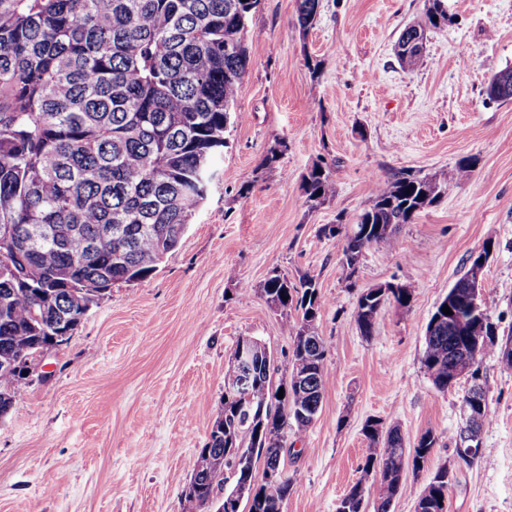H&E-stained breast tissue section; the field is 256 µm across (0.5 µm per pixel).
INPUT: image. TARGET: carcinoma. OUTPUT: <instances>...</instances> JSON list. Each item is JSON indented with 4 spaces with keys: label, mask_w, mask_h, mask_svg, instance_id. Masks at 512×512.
<instances>
[{
    "label": "carcinoma",
    "mask_w": 512,
    "mask_h": 512,
    "mask_svg": "<svg viewBox=\"0 0 512 512\" xmlns=\"http://www.w3.org/2000/svg\"><path fill=\"white\" fill-rule=\"evenodd\" d=\"M259 0H0V413L37 368L35 353L60 344L92 306L119 283L144 280L182 236L207 198L209 166L226 144L224 104L235 102L251 57L247 20ZM320 0H297L299 27L316 22ZM451 16L444 0H428L420 26L437 30ZM496 73L486 89L505 99ZM474 162L463 159L431 176L405 170L379 181L355 223L324 225L341 242V260L355 275L363 252L392 249L405 224L434 205L450 184L468 180ZM305 203L315 209L336 194L330 169L316 163L302 176ZM474 288L465 272L426 325L423 363L436 390L445 392L468 368L481 371L495 342L486 314L474 315ZM281 311L292 341L288 384H274L275 368L258 358L243 370L229 363L224 378L241 376L254 401L252 419L223 398L222 427L200 449L184 494L183 512H209L222 492L244 493L250 512H282L294 478L281 467L284 432L307 429L321 406L328 374L327 345L306 333L324 300L315 276L292 281L274 270L263 284ZM355 323L371 338L381 308L410 306L412 289L364 294ZM448 306L452 314L442 313ZM300 312L288 318V310ZM283 397H278V393ZM362 477L341 499L359 512L372 481L377 512H389L403 466L418 470L438 438L421 436L414 452L400 429L382 431L368 419ZM283 472L270 486L254 476L255 461ZM454 474L439 468L425 487L434 512H448Z\"/></svg>",
    "instance_id": "cac0c4a2"
}]
</instances>
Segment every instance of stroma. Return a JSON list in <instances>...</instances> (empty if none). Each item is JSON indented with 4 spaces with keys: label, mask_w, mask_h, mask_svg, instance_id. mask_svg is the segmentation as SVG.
<instances>
[{
    "label": "stroma",
    "mask_w": 512,
    "mask_h": 512,
    "mask_svg": "<svg viewBox=\"0 0 512 512\" xmlns=\"http://www.w3.org/2000/svg\"><path fill=\"white\" fill-rule=\"evenodd\" d=\"M446 4L451 23L429 32L423 62L408 69L395 45L427 0H321L305 32L296 0H259L245 34L251 65L206 202L157 272L114 286L17 393L0 420V512H182L239 338L269 348L276 379L291 370V339L261 290L274 269L316 277L330 374L314 423L285 434L282 463L295 485L283 512H336L360 476L369 419L398 426L410 446L428 431L439 439L422 470L405 471L390 506L415 512L436 470L453 463L469 389L464 379L434 388L426 323L489 242L482 307L498 335L512 332V100L484 93L512 67V0ZM277 139L288 150L263 167ZM466 157L472 177L404 225L393 250L366 249L347 280L340 243L322 226L354 223L390 172L430 175ZM321 160L336 195L312 210L300 184ZM387 282L410 286V306L387 304L365 338L357 294ZM482 373L493 420L483 454L456 469L449 512H512V369L492 356Z\"/></svg>",
    "instance_id": "obj_1"
}]
</instances>
